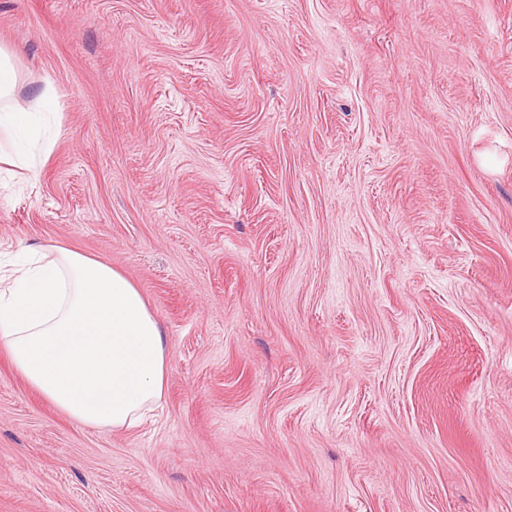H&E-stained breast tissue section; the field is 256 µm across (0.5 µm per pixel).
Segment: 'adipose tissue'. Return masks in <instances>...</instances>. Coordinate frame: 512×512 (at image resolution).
Masks as SVG:
<instances>
[{
  "label": "adipose tissue",
  "mask_w": 512,
  "mask_h": 512,
  "mask_svg": "<svg viewBox=\"0 0 512 512\" xmlns=\"http://www.w3.org/2000/svg\"><path fill=\"white\" fill-rule=\"evenodd\" d=\"M17 76L0 47V134L36 129L11 111ZM0 349L28 387L91 427L129 429L163 395L169 350L140 290L110 265L53 244L0 290Z\"/></svg>",
  "instance_id": "1"
}]
</instances>
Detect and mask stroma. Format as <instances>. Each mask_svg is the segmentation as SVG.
<instances>
[{
	"label": "stroma",
	"mask_w": 512,
	"mask_h": 512,
	"mask_svg": "<svg viewBox=\"0 0 512 512\" xmlns=\"http://www.w3.org/2000/svg\"><path fill=\"white\" fill-rule=\"evenodd\" d=\"M57 243L162 323L163 399L83 425L0 351V512H512V0H0Z\"/></svg>",
	"instance_id": "35a3bbf8"
}]
</instances>
